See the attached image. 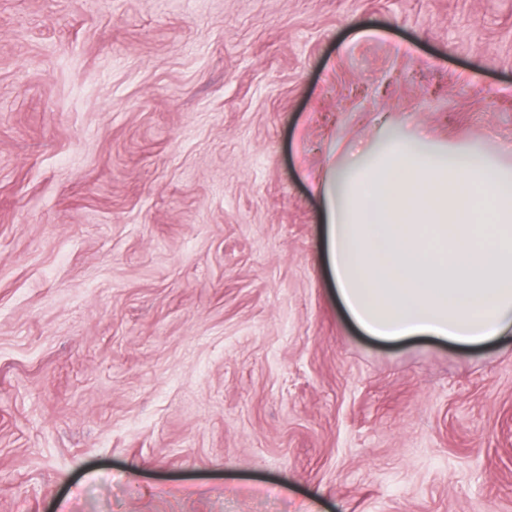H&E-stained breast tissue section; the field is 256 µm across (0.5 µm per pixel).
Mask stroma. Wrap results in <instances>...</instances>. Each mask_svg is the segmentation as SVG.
<instances>
[{
    "mask_svg": "<svg viewBox=\"0 0 512 512\" xmlns=\"http://www.w3.org/2000/svg\"><path fill=\"white\" fill-rule=\"evenodd\" d=\"M386 126L511 162L512 0H0V512H512V345L336 300Z\"/></svg>",
    "mask_w": 512,
    "mask_h": 512,
    "instance_id": "35a3bbf8",
    "label": "stroma"
}]
</instances>
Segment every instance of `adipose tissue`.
I'll use <instances>...</instances> for the list:
<instances>
[{"instance_id":"1","label":"adipose tissue","mask_w":512,"mask_h":512,"mask_svg":"<svg viewBox=\"0 0 512 512\" xmlns=\"http://www.w3.org/2000/svg\"><path fill=\"white\" fill-rule=\"evenodd\" d=\"M336 296L384 342L512 341V164L397 128L322 188Z\"/></svg>"}]
</instances>
